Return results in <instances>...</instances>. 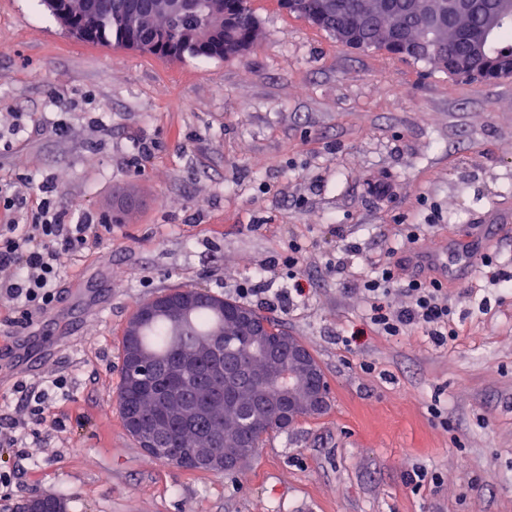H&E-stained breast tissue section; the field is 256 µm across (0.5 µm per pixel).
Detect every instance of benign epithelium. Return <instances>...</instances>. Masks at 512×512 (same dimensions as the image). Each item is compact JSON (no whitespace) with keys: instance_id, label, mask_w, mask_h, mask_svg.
I'll use <instances>...</instances> for the list:
<instances>
[{"instance_id":"7a95c632","label":"benign epithelium","mask_w":512,"mask_h":512,"mask_svg":"<svg viewBox=\"0 0 512 512\" xmlns=\"http://www.w3.org/2000/svg\"><path fill=\"white\" fill-rule=\"evenodd\" d=\"M423 3V13L427 16L428 27L422 31L414 43L413 50L422 54L433 51L436 43V30L443 25L453 27L463 14L476 8L483 10L482 23L468 32L471 46L470 56L482 55L490 44L493 33L512 18V0H492L490 5H479L481 0H419ZM152 8L160 12L184 9H204L209 15V37L224 43V55H237V47L232 37L233 22L224 16V11L215 7L209 0H173L171 4L154 3ZM375 14L371 8L360 12L358 21L352 26L336 29V42L353 49L371 48L372 41L362 38L361 27L366 18ZM237 318L248 324L253 340L260 346L268 369L260 378L276 390V403L284 409L288 421L302 418H315L322 415L330 406V395L323 380L322 371L310 351L291 336H284L281 344L274 345L267 340L266 324L254 316L248 308L237 311ZM288 351V365H279L281 350ZM199 352L187 350L167 365V372L173 378L180 377L183 371L193 367ZM168 423L165 419L146 422L147 442L153 448H165ZM191 452L196 462L204 468L224 466L226 470H238L250 459L245 448H231L219 453L213 448H193ZM26 512H66L65 503L59 499L47 500L43 497L31 500Z\"/></svg>"}]
</instances>
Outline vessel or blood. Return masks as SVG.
I'll use <instances>...</instances> for the list:
<instances>
[{"mask_svg":"<svg viewBox=\"0 0 512 512\" xmlns=\"http://www.w3.org/2000/svg\"><path fill=\"white\" fill-rule=\"evenodd\" d=\"M485 246V241L477 237L460 246L452 244L441 249L420 248L410 255L409 266L453 282L474 273L476 262Z\"/></svg>","mask_w":512,"mask_h":512,"instance_id":"1","label":"vessel or blood"}]
</instances>
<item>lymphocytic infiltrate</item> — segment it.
Segmentation results:
<instances>
[{"mask_svg": "<svg viewBox=\"0 0 512 512\" xmlns=\"http://www.w3.org/2000/svg\"><path fill=\"white\" fill-rule=\"evenodd\" d=\"M89 231V225L65 223L62 215L47 203L30 213L26 223L0 224V301L13 305L9 325L34 327L36 320L56 305L61 296L60 258L62 254L83 250ZM370 265L375 275L361 280L360 285L371 326L389 336L421 328L439 344L455 336L444 282L431 275L407 274L402 259H374ZM397 285L410 298L409 305L401 308L388 302ZM67 385V378L59 376L40 388L20 386L25 413L0 422V444L25 454L28 438L39 435L38 427L50 394L64 393Z\"/></svg>", "mask_w": 512, "mask_h": 512, "instance_id": "1", "label": "lymphocytic infiltrate"}]
</instances>
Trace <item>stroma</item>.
I'll return each instance as SVG.
<instances>
[{"label": "stroma", "instance_id": "stroma-1", "mask_svg": "<svg viewBox=\"0 0 512 512\" xmlns=\"http://www.w3.org/2000/svg\"><path fill=\"white\" fill-rule=\"evenodd\" d=\"M252 7L255 45L200 61L92 45L40 0H0V187L17 197L0 224L25 222L50 176L68 223L120 219L65 257L85 294L62 291L36 334L0 307V333L31 344L18 374L0 343V418L23 410L16 383L68 379L27 457L0 447L16 475L0 512L33 492L68 512H512V288L497 283L512 273V78L455 79L343 47L277 0ZM473 232L493 263L449 284L453 340L369 328L363 256ZM292 240L308 292L285 308L287 268L257 269ZM253 278L260 293L240 298ZM191 287L279 321L331 391L324 415L266 436L231 476L152 460L116 410L128 318ZM416 468L439 482L413 490Z\"/></svg>", "mask_w": 512, "mask_h": 512}]
</instances>
